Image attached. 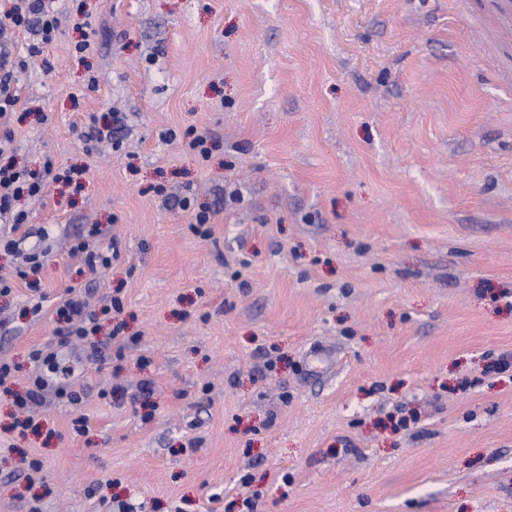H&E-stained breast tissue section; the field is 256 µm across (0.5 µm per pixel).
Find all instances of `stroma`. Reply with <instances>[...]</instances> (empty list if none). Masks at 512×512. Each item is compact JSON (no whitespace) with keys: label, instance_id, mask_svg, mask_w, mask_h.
Returning a JSON list of instances; mask_svg holds the SVG:
<instances>
[{"label":"stroma","instance_id":"obj_1","mask_svg":"<svg viewBox=\"0 0 512 512\" xmlns=\"http://www.w3.org/2000/svg\"><path fill=\"white\" fill-rule=\"evenodd\" d=\"M56 7L0 156L83 188L26 201L0 251V512H512V94L489 72L512 77V36L490 0ZM92 118L115 145L87 151ZM72 290L122 301L87 341L61 334ZM44 256V252L29 255L25 265L18 270V276L25 280L31 288H37L41 282L40 275L44 268Z\"/></svg>","mask_w":512,"mask_h":512}]
</instances>
